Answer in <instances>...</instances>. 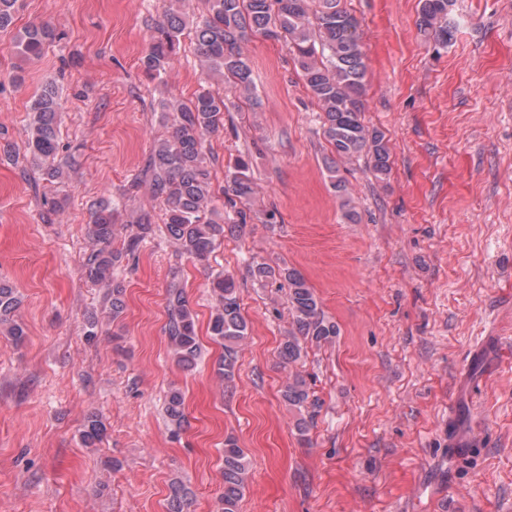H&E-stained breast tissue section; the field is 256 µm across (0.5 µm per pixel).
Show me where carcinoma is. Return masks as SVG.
Listing matches in <instances>:
<instances>
[{"label":"carcinoma","instance_id":"1","mask_svg":"<svg viewBox=\"0 0 512 512\" xmlns=\"http://www.w3.org/2000/svg\"><path fill=\"white\" fill-rule=\"evenodd\" d=\"M452 5L453 0H420L418 25L439 43L448 42L454 28ZM18 7L19 0H0V31L14 25ZM152 31L149 48L140 59L147 75L166 73L176 61L181 39L190 33L201 70L222 83L217 90L202 87L188 100L173 97L161 102L162 111L174 113L172 131L155 145L145 178H137L130 185L133 191L144 188L161 200L167 234L177 252L204 261L225 234L233 235L239 225L247 223L248 214L244 210L237 211L234 224H224L210 217L215 189L203 142L206 135L223 124L229 95L238 94L249 105H257L246 49L255 35L287 46L308 92L316 100L323 136L331 147L326 168L332 188L342 198V206H349L350 200L341 165L364 156L376 177L389 173V141L382 131L362 119L366 75L363 42L358 23L342 6V0H205V10L199 16L189 14L180 0H175L163 18L153 23ZM59 38L60 34L50 25L31 24L15 35L13 50L24 61L37 60L45 47ZM59 109V86L56 80L47 79L29 106L31 117L25 160L53 190L66 184L72 172L56 161L60 147ZM222 194L231 202H251L256 194V183L246 159H237ZM152 231L150 215L141 214L135 220V232L123 242L122 248L113 249L112 209L101 206L92 212L90 233L96 248L86 258L83 272L90 283L109 287L105 314L112 323L121 318L125 309L124 289L114 281L112 271L123 259L133 257ZM249 273L260 282L275 278L288 284L291 327L279 347V358L288 367L282 399L297 412L296 429L304 436L321 403L296 365L307 356L309 348L334 343L339 327L325 316L314 289L297 269L257 263L250 267ZM212 293L215 307L210 335L224 346V359L219 362L216 374L229 380L248 339L249 326L242 315L232 279L216 276ZM20 305L17 289L0 282V334L9 337L15 345L21 344L27 336L26 325L17 317ZM168 312L166 333L172 358L177 365L192 369L201 355L195 313L183 289L175 284L168 290ZM100 325L97 312L86 317L84 337L87 342L97 340ZM164 413L173 432L180 431L185 423L184 398L180 390L173 388L168 392ZM106 434L104 421L91 414L80 431L82 445L96 448ZM249 467L245 450L234 439H226L218 512H240ZM191 495L182 481L172 480L169 512H185Z\"/></svg>","mask_w":512,"mask_h":512}]
</instances>
